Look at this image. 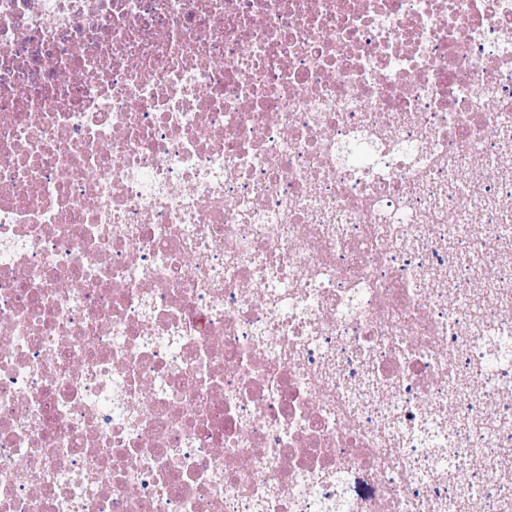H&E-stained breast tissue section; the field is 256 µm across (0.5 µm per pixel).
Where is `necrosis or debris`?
<instances>
[{
  "instance_id": "necrosis-or-debris-1",
  "label": "necrosis or debris",
  "mask_w": 512,
  "mask_h": 512,
  "mask_svg": "<svg viewBox=\"0 0 512 512\" xmlns=\"http://www.w3.org/2000/svg\"><path fill=\"white\" fill-rule=\"evenodd\" d=\"M511 447L512 0H0V512H512Z\"/></svg>"
}]
</instances>
